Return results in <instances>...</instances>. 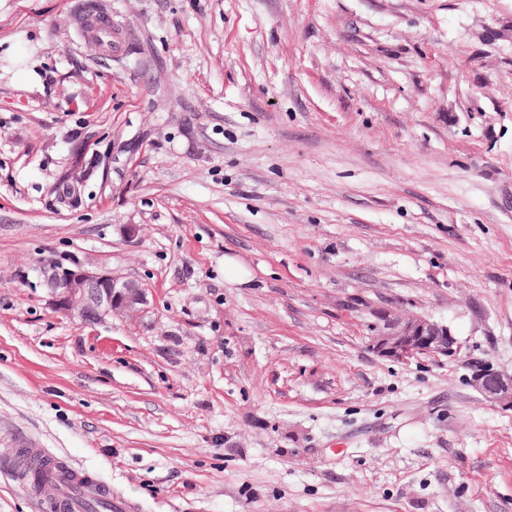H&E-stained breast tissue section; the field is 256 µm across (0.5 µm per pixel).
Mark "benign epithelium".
I'll return each mask as SVG.
<instances>
[{
	"label": "benign epithelium",
	"mask_w": 512,
	"mask_h": 512,
	"mask_svg": "<svg viewBox=\"0 0 512 512\" xmlns=\"http://www.w3.org/2000/svg\"><path fill=\"white\" fill-rule=\"evenodd\" d=\"M42 276L58 309L90 317L95 323L114 313L148 312L146 286L100 266L51 263L44 267ZM377 318L371 347L381 357L404 361L423 354L454 358L460 353V344L448 325L430 317L382 308ZM472 386L492 402L512 405V376L482 367L473 373Z\"/></svg>",
	"instance_id": "7a95c632"
}]
</instances>
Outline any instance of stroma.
Instances as JSON below:
<instances>
[{
    "mask_svg": "<svg viewBox=\"0 0 512 512\" xmlns=\"http://www.w3.org/2000/svg\"><path fill=\"white\" fill-rule=\"evenodd\" d=\"M77 4L0 0V512L53 496L20 436L127 512H512V408L470 382L512 375V0H112L108 56ZM75 260L149 315L57 310ZM381 307L459 358L378 356Z\"/></svg>",
    "mask_w": 512,
    "mask_h": 512,
    "instance_id": "1",
    "label": "stroma"
}]
</instances>
